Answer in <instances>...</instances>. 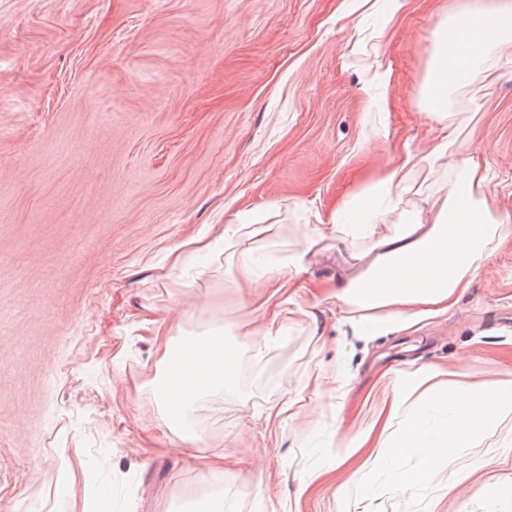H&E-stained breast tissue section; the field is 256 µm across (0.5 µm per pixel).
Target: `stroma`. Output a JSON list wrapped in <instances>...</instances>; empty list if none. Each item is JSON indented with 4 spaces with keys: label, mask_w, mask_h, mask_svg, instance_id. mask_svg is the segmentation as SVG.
Masks as SVG:
<instances>
[{
    "label": "stroma",
    "mask_w": 512,
    "mask_h": 512,
    "mask_svg": "<svg viewBox=\"0 0 512 512\" xmlns=\"http://www.w3.org/2000/svg\"><path fill=\"white\" fill-rule=\"evenodd\" d=\"M470 0H0V512H84L88 476L116 512H339L329 448L376 417L391 378L431 364L512 380V234L448 313L357 338L336 298L338 206L436 124L420 96L444 15ZM447 109L487 167L486 204L512 215V58H489ZM280 226L235 253L170 252L237 217ZM298 314L267 346L227 318L260 310L268 272L312 228ZM174 339L223 328L234 384L204 398L195 444L164 426L153 321ZM294 414L268 420L270 408ZM65 456H58V449ZM224 453L203 482L190 455ZM369 481L378 512H512V415L457 449L438 496Z\"/></svg>",
    "instance_id": "1"
}]
</instances>
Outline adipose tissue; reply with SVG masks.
<instances>
[{"label":"adipose tissue","instance_id":"adipose-tissue-1","mask_svg":"<svg viewBox=\"0 0 512 512\" xmlns=\"http://www.w3.org/2000/svg\"><path fill=\"white\" fill-rule=\"evenodd\" d=\"M436 33L438 49L422 90L438 110L431 148L383 170L353 205V222L334 224L341 247L336 251L340 276L333 294L357 335H386L448 312L503 241L506 221L492 215L485 202L487 170L439 106L449 86L479 74L487 57L512 56V0L461 9L440 21ZM443 167L453 173L447 190L430 191ZM413 184L427 191L419 211L394 232L380 233L388 213ZM150 333L162 346L156 392L164 423L183 441L194 442L189 419L202 399L233 383L236 353L220 329L175 343L170 325L161 320ZM440 373L439 367L427 365L398 377L388 406L337 446V462L364 457L350 482H362L367 472L381 468L393 488L402 489L407 478L401 459L408 456L417 463V482L432 490L437 473L456 449L499 417L512 414L511 381L474 387L461 380L443 387L436 382Z\"/></svg>","mask_w":512,"mask_h":512}]
</instances>
